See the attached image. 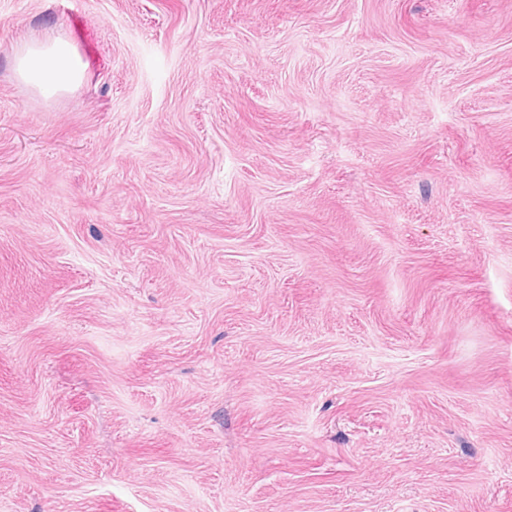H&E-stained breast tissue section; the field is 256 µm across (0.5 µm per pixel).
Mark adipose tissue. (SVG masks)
Masks as SVG:
<instances>
[{
	"instance_id": "obj_1",
	"label": "adipose tissue",
	"mask_w": 512,
	"mask_h": 512,
	"mask_svg": "<svg viewBox=\"0 0 512 512\" xmlns=\"http://www.w3.org/2000/svg\"><path fill=\"white\" fill-rule=\"evenodd\" d=\"M14 69L18 79L48 98L74 90L84 77L83 63L61 37L46 43H24L15 53Z\"/></svg>"
}]
</instances>
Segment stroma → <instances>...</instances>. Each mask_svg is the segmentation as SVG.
Instances as JSON below:
<instances>
[{"mask_svg": "<svg viewBox=\"0 0 512 512\" xmlns=\"http://www.w3.org/2000/svg\"><path fill=\"white\" fill-rule=\"evenodd\" d=\"M0 512H512V0H0ZM15 74L47 98L77 88L84 77V65L72 45L57 37L49 42H27L14 58Z\"/></svg>", "mask_w": 512, "mask_h": 512, "instance_id": "1", "label": "stroma"}]
</instances>
